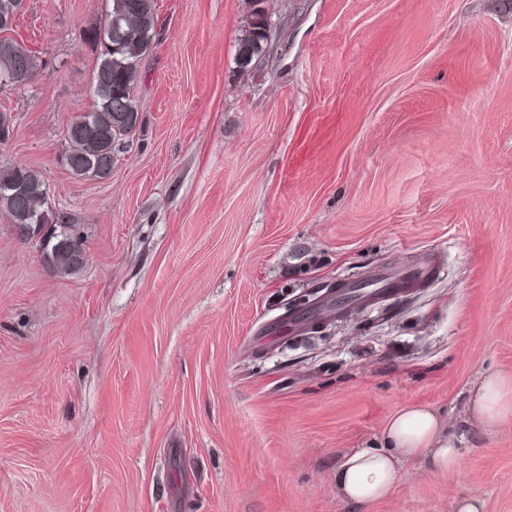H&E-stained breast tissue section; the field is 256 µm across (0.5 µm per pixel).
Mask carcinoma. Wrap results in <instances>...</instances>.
<instances>
[{"instance_id": "carcinoma-1", "label": "carcinoma", "mask_w": 512, "mask_h": 512, "mask_svg": "<svg viewBox=\"0 0 512 512\" xmlns=\"http://www.w3.org/2000/svg\"><path fill=\"white\" fill-rule=\"evenodd\" d=\"M106 2L104 21L90 37L91 45L98 49L90 84L93 105L67 127L66 153L77 167L93 173L95 179L112 174L119 140L141 126L134 89L142 61L157 42L159 26L155 0ZM268 27L265 9L253 6L237 39L236 60L241 70H248L265 53ZM20 66L34 77L41 61L26 45L8 36L0 37V76L13 73ZM46 190L42 175L26 165L0 170V210L9 214L12 223L23 225L29 236L36 229V214L54 215L46 207ZM41 246L46 262L58 272H70L85 264L84 239L66 224H52Z\"/></svg>"}]
</instances>
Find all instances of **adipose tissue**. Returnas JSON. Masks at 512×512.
Wrapping results in <instances>:
<instances>
[{
	"instance_id": "1",
	"label": "adipose tissue",
	"mask_w": 512,
	"mask_h": 512,
	"mask_svg": "<svg viewBox=\"0 0 512 512\" xmlns=\"http://www.w3.org/2000/svg\"><path fill=\"white\" fill-rule=\"evenodd\" d=\"M472 415L487 425L512 424V378L485 377L475 392ZM422 460L439 472H453L457 452L448 444L444 424L426 407L401 410L389 421L385 445L345 454L333 474L337 490L349 501L368 504L390 495L406 466Z\"/></svg>"
}]
</instances>
